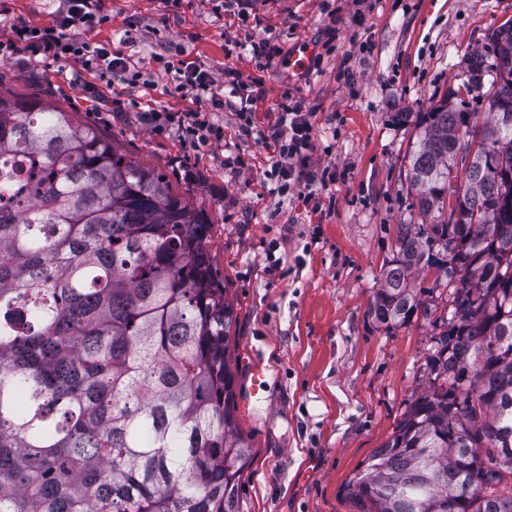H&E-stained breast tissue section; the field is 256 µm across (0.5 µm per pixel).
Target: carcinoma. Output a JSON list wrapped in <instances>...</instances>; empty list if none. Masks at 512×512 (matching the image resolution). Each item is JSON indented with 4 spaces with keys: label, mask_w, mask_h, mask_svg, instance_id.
Segmentation results:
<instances>
[{
    "label": "carcinoma",
    "mask_w": 512,
    "mask_h": 512,
    "mask_svg": "<svg viewBox=\"0 0 512 512\" xmlns=\"http://www.w3.org/2000/svg\"><path fill=\"white\" fill-rule=\"evenodd\" d=\"M462 86L470 99L450 90L420 122L406 182L429 223L396 225L371 315L404 325L428 310L421 274H464L447 278L429 390L348 484L369 512H512V20ZM480 97L500 109L478 122ZM209 227L98 130L0 96V512H240L253 453Z\"/></svg>",
    "instance_id": "obj_1"
}]
</instances>
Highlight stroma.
I'll use <instances>...</instances> for the list:
<instances>
[{"label":"stroma","instance_id":"obj_1","mask_svg":"<svg viewBox=\"0 0 512 512\" xmlns=\"http://www.w3.org/2000/svg\"><path fill=\"white\" fill-rule=\"evenodd\" d=\"M113 47L153 85L130 88L78 64L24 57L0 66V93L36 97L96 128L173 194L210 217V248L237 323L232 363L240 429L253 451L241 512H363L347 490L430 386L432 338L451 317L423 282L427 313L385 327L369 314L395 229L408 207L406 173L417 123L467 77L470 55L512 19V0H96ZM62 0H0V36L23 19L52 26ZM275 46L267 57L251 45ZM313 49L303 76L288 59ZM181 56L216 77L236 72L241 96L224 109L164 93L156 56ZM259 98H251L253 90ZM251 101V124L236 108ZM312 113L311 163L334 178L305 202L280 193L262 138L282 102ZM207 112L224 137L190 148L178 123L152 110ZM266 378L252 395V366Z\"/></svg>","mask_w":512,"mask_h":512}]
</instances>
